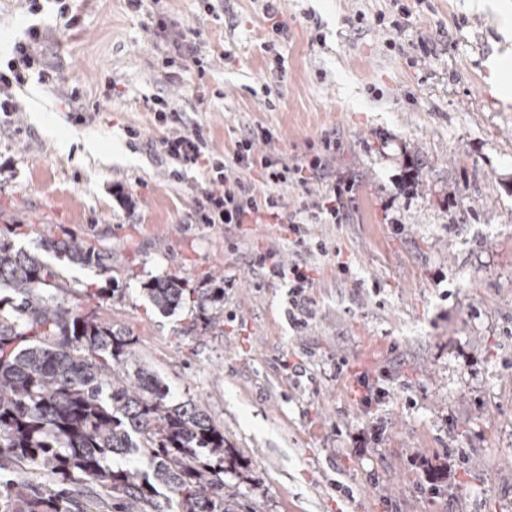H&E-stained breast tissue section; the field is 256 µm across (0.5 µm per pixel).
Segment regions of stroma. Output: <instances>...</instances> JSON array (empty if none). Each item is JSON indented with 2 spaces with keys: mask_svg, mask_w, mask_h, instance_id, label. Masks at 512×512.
I'll return each instance as SVG.
<instances>
[{
  "mask_svg": "<svg viewBox=\"0 0 512 512\" xmlns=\"http://www.w3.org/2000/svg\"><path fill=\"white\" fill-rule=\"evenodd\" d=\"M263 5L73 0L69 31L54 5L0 0V58L37 24L59 74L17 90L0 124V232L23 220L34 232L15 247L74 236L111 250L107 276L62 266L57 300L129 333L171 401L223 427L248 512H512V93L489 83L512 65V28L471 0H283L281 72L260 48ZM177 49L205 73L167 77ZM159 93L175 110L164 127L148 109ZM256 125L273 135L260 157L336 139L346 216L312 231L340 257L294 255L284 224L194 223L204 175L173 177L162 137L198 127L222 154ZM90 138L101 154L84 152ZM267 251L312 270L305 331L288 320L287 282L254 263ZM212 273L220 329L143 291L166 274L205 288ZM364 374L387 390L381 405L364 406Z\"/></svg>",
  "mask_w": 512,
  "mask_h": 512,
  "instance_id": "35a3bbf8",
  "label": "stroma"
}]
</instances>
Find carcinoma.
I'll return each mask as SVG.
<instances>
[{"instance_id": "cac0c4a2", "label": "carcinoma", "mask_w": 512, "mask_h": 512, "mask_svg": "<svg viewBox=\"0 0 512 512\" xmlns=\"http://www.w3.org/2000/svg\"><path fill=\"white\" fill-rule=\"evenodd\" d=\"M79 267L112 269V253L81 238L39 239ZM60 273L0 239V469L24 512H243L224 479V430L195 401L177 404L112 324L55 301ZM162 311L224 303V289L188 288L178 276L143 284ZM38 471L34 491L27 472ZM164 487L166 502L158 500Z\"/></svg>"}]
</instances>
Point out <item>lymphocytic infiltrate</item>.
<instances>
[{"label": "lymphocytic infiltrate", "mask_w": 512, "mask_h": 512, "mask_svg": "<svg viewBox=\"0 0 512 512\" xmlns=\"http://www.w3.org/2000/svg\"><path fill=\"white\" fill-rule=\"evenodd\" d=\"M42 33L32 26L25 38L16 43L14 56L5 69L0 70V120L8 121L17 110L13 101L14 88L24 86L30 74H37L41 83L55 84L58 74L55 70L38 68L36 48ZM272 134L263 126L250 128L234 144L231 157L213 153L201 130L175 133L162 140L165 154L175 163L183 166H197L206 174L205 183L196 201L194 218L199 224H245L262 223L265 219L286 222L292 235L290 244L295 254L318 252L322 256H338V249L326 241L315 238L310 227L314 224H337L342 220L345 209V189L341 180H331L330 187L321 202L313 207L303 208L295 214H285L280 197L275 196V187L294 184L302 190L329 172V161L336 155V147L330 139H323V150L309 160L293 162L282 155L255 161L254 150L258 143H269ZM260 164L262 179L267 185L266 192H258L254 183L243 179V171ZM261 265L267 266L270 274L284 278L289 286L288 318L295 328L302 329L308 324L310 298L307 294L313 280L307 265L294 261L285 265L272 252L261 254Z\"/></svg>", "instance_id": "1"}]
</instances>
